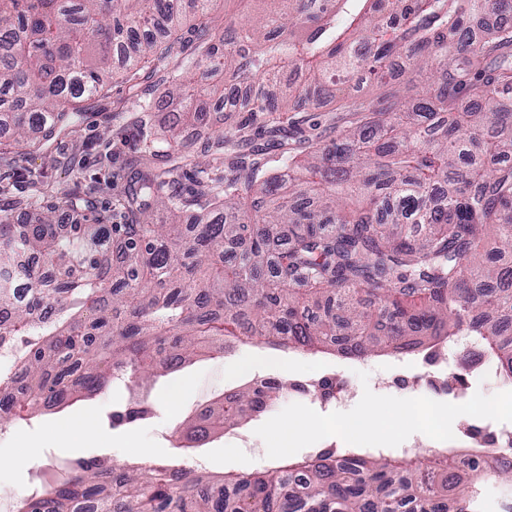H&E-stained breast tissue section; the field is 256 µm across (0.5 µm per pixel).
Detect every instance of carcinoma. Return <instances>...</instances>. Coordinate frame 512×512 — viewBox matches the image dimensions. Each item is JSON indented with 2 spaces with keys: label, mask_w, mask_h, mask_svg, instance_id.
Listing matches in <instances>:
<instances>
[{
  "label": "carcinoma",
  "mask_w": 512,
  "mask_h": 512,
  "mask_svg": "<svg viewBox=\"0 0 512 512\" xmlns=\"http://www.w3.org/2000/svg\"><path fill=\"white\" fill-rule=\"evenodd\" d=\"M195 2L196 55L165 81L178 116L163 141L176 152L183 125L224 124L198 101L244 88L233 111L247 117L203 150L235 174L201 167L183 197L175 169L151 165L149 141L116 211L91 224L60 235L54 204L18 225L0 215V347L22 337L17 362L0 369V420L114 377L147 382L228 339L362 359L469 336L512 381V25L480 22L512 17V0H254L256 22L226 19L221 36V0ZM180 25L175 0H0V117L12 130L0 151H40L74 126L115 53L131 81L150 55L167 58ZM361 72L388 94H352L342 77ZM331 86L335 137L309 150L280 142L279 171L266 174L254 118L279 132ZM306 122L291 126L322 139ZM286 388L246 386L186 437L236 426ZM149 414L137 401L114 419ZM439 454L326 451L219 482L175 462L78 461L17 512H477L470 473ZM480 471L512 482V467L492 460Z\"/></svg>",
  "instance_id": "carcinoma-1"
}]
</instances>
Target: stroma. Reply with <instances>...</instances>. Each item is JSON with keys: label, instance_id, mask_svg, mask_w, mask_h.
Wrapping results in <instances>:
<instances>
[{"label": "stroma", "instance_id": "obj_1", "mask_svg": "<svg viewBox=\"0 0 512 512\" xmlns=\"http://www.w3.org/2000/svg\"><path fill=\"white\" fill-rule=\"evenodd\" d=\"M187 52L174 47L170 56L156 69L139 73L138 91H131L124 77L109 79L103 94L87 101L73 133L52 145L42 154L22 159L21 176L0 182V208L10 211L15 222L25 220L24 210L15 208L17 200L41 205L50 201L53 191H80L94 203L93 209L64 208L56 215L60 224H72L75 218H89L91 210L115 207L121 198L129 163L143 149L139 140L138 104L144 99L159 98L161 81L179 64ZM209 128L194 124L185 131V146L175 157L158 156L157 167H178L182 183H190L199 162H206L217 176L227 175L223 160L203 156L201 144L211 137ZM256 346L246 345L231 353L197 350L190 363L162 372L151 385L131 390L107 388L98 394L68 404L40 409L25 418L0 422V512H17L25 488L38 483L42 474L56 480L68 476L78 460L104 459L127 466L140 465L143 448L153 450L152 458L165 460L179 454L185 466L204 460V475L217 481L227 475L249 474L272 467L274 458L265 453L271 441H279L285 457L301 459L322 450L349 448L348 434L337 431L338 423L373 410L375 418L387 421L395 429L392 439L380 442L360 438V445L377 448H406L415 444V425L400 419L396 402H426L448 411L455 422L448 429L444 447L462 452L472 442L462 427L473 424L496 431L512 425V383L494 372L478 369L467 378L466 395L454 393L438 396L428 387L400 390L378 385L377 377L409 373L425 377L437 374L438 366L424 362L422 356H377L350 361L332 354L268 351L267 365L239 372L241 363L254 358ZM274 376L277 381L291 383L265 412L243 423L239 428L217 430L204 440L182 446L181 433L190 420L211 403L224 398L246 384ZM338 379L351 393L341 407L323 402L314 394L298 392V384H315L322 379ZM190 380L177 410H169L166 399L181 381ZM147 400L152 413L146 419L130 424H113V411L132 399ZM87 419L94 429L81 447H70L57 425L67 420ZM322 420L329 429L317 435H295L296 426Z\"/></svg>", "mask_w": 512, "mask_h": 512}]
</instances>
